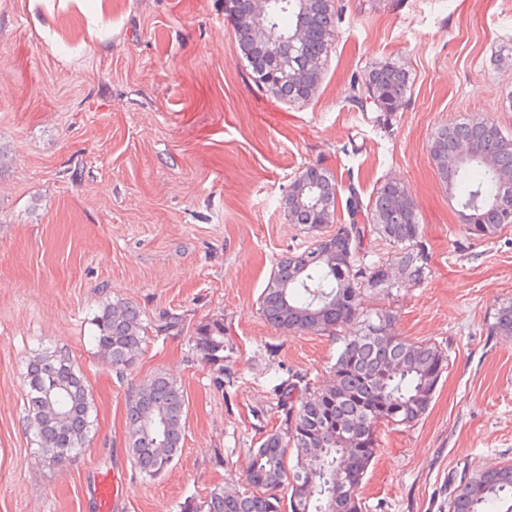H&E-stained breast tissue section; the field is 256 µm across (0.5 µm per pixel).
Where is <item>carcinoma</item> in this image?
<instances>
[{
    "instance_id": "carcinoma-1",
    "label": "carcinoma",
    "mask_w": 512,
    "mask_h": 512,
    "mask_svg": "<svg viewBox=\"0 0 512 512\" xmlns=\"http://www.w3.org/2000/svg\"><path fill=\"white\" fill-rule=\"evenodd\" d=\"M225 2L237 54L254 86L274 100L306 105L323 80L345 14L343 0H266L262 14L257 0ZM259 21L270 35L267 42L255 37ZM300 24L306 36L296 45L291 37ZM409 91V72L386 61L351 80L349 102L362 112H379L376 122L387 128ZM429 154L468 235L489 239L500 233L503 215L512 213V138L487 119L454 122L437 129ZM338 193L337 179L322 166L293 180L283 209L288 223L313 234V243L276 263L259 300L262 318L284 332H349L332 366V382L279 387L284 428L249 450V488L216 486L206 500L183 503L181 512H282L275 491L283 486L290 512H363V481L378 447V427H410L429 408L448 356L436 344L395 335L391 313L360 311L361 294L390 295L401 287L391 268L399 267L412 283L425 276L428 252L415 200L405 184L386 181L365 202L351 181L348 222L340 224ZM374 236L396 251L368 263L365 241ZM95 326L94 342L112 368L121 372L133 365L148 332L141 312L127 303L107 305ZM492 331L512 336V303L497 310ZM194 343L206 359L224 361V323L199 326ZM26 369L31 425L45 461L62 464L80 454L93 426L88 388L69 356L59 352L33 357ZM184 405L183 391L164 374L145 381L129 399V449L144 477L166 474L182 451ZM342 432L350 443L338 446ZM448 512H512V465L463 477Z\"/></svg>"
}]
</instances>
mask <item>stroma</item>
Instances as JSON below:
<instances>
[{"label":"stroma","instance_id":"1","mask_svg":"<svg viewBox=\"0 0 512 512\" xmlns=\"http://www.w3.org/2000/svg\"><path fill=\"white\" fill-rule=\"evenodd\" d=\"M322 84L304 106L265 97L235 49L224 0H0V512H180L215 485L248 486L247 453L283 425L274 395L327 384L332 334L279 331L259 297L282 256L310 244L282 201L306 168L370 198L404 182L429 252L425 278L393 295L403 338L448 356L414 426H380L366 512H448L462 475L512 464V336L493 334L512 301V224L467 235L428 146L442 125L485 118L512 137V0H344ZM403 65L411 91L390 129L348 100L352 76ZM150 324L116 374L93 342L106 305ZM224 323V363L194 346ZM68 355L93 402L79 458L45 463L27 422L26 364ZM185 398L184 445L168 473L142 477L126 405L155 374Z\"/></svg>","mask_w":512,"mask_h":512}]
</instances>
